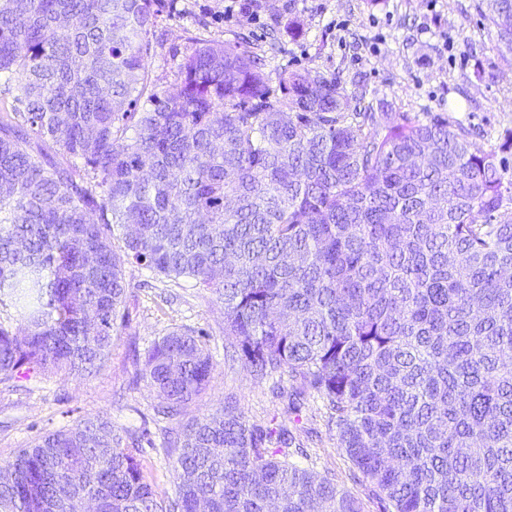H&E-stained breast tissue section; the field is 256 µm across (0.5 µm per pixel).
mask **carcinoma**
I'll use <instances>...</instances> for the list:
<instances>
[{
	"mask_svg": "<svg viewBox=\"0 0 512 512\" xmlns=\"http://www.w3.org/2000/svg\"><path fill=\"white\" fill-rule=\"evenodd\" d=\"M161 2L0 0V384L103 367L135 263L214 292L225 357L316 393L391 512H512V162L236 42L192 41L159 89ZM475 9L512 55V0ZM212 370L180 328L136 379L180 420ZM140 444L104 416L42 435L0 464V512H364L231 398L168 441V503Z\"/></svg>",
	"mask_w": 512,
	"mask_h": 512,
	"instance_id": "carcinoma-1",
	"label": "carcinoma"
}]
</instances>
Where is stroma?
Returning <instances> with one entry per match:
<instances>
[{
    "label": "stroma",
    "instance_id": "1",
    "mask_svg": "<svg viewBox=\"0 0 512 512\" xmlns=\"http://www.w3.org/2000/svg\"><path fill=\"white\" fill-rule=\"evenodd\" d=\"M228 0H172L157 23L145 58L158 86L173 83L190 39L263 43L276 29L279 50L272 66L340 74L344 88L363 82L379 112L423 117L447 114L486 149L512 137V59L491 49L474 0H257L261 21L224 20ZM132 293L106 365L80 378L62 371L25 372L0 385V463L12 460L43 434L72 427L98 414L114 425L143 432L141 462L162 498L174 494L171 459L164 447L175 421L154 416L156 393L135 381L136 356L178 326L207 332L214 369L208 388L186 409L187 417L211 412L235 397L247 420L287 427L302 446L303 463L361 500L364 512H385L384 502L354 477L332 430L313 399L292 408L241 364L224 361V308L210 290L192 281L171 282L127 266Z\"/></svg>",
    "mask_w": 512,
    "mask_h": 512
}]
</instances>
